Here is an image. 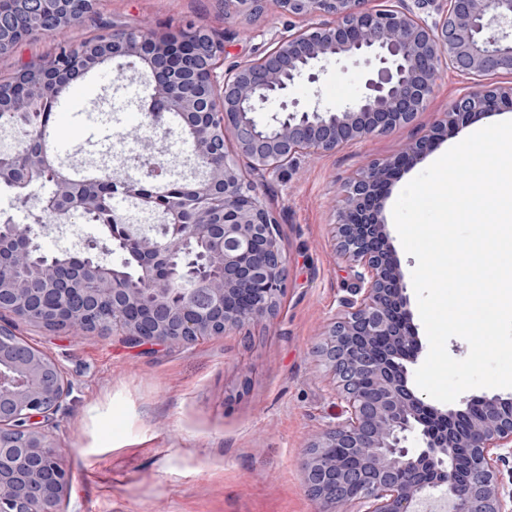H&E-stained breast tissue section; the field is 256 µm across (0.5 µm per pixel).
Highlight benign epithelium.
<instances>
[{"mask_svg":"<svg viewBox=\"0 0 512 512\" xmlns=\"http://www.w3.org/2000/svg\"><path fill=\"white\" fill-rule=\"evenodd\" d=\"M281 12L322 21L276 40L262 56L217 72L225 36L203 26L186 34L151 37L149 31L115 30L90 49L71 50L56 69L20 74L13 97L0 95V110L42 95L105 61L148 63L152 93L144 112L154 130L138 156L141 176L117 178L104 171L73 193L57 173L58 190L41 210L71 223L97 210L100 199L121 187L139 210L158 218L156 235L143 233L123 213H112L104 251H122L133 273L108 268L92 255L59 263L40 258L39 283L21 287L15 269L37 246L29 225L0 231V315L63 326L79 334L108 325L129 344H192L271 317L286 289V258L276 218L236 157L225 150L232 132L238 153L259 175L283 169L299 157L333 153L345 145L410 124L434 90L439 65L477 79L512 72V0H398L384 10L364 0H275ZM92 12L96 0H14L0 18V45L38 31L62 32L77 23L76 4ZM267 0H224V15L263 12ZM329 61L364 63L376 70L361 95L336 106L305 107L288 99L298 81H318ZM512 107V84L477 82L453 100L429 133L401 153L371 162L344 186L334 226L335 247L352 272L349 295L314 348L339 403L335 424L305 449L303 470L311 495L326 512H418L440 493L451 512H512V489L500 466L512 456V402L500 395L473 399L462 411L439 410L408 387L418 342L410 324V298L400 262L382 217L392 181L422 160L440 137L499 107ZM269 112L261 122L256 114ZM177 114L187 132V165L202 168L182 192L151 191L169 175L160 117ZM45 154L24 167L0 154V176L37 183ZM71 391L50 356L14 340L0 327V512H62L68 477L62 450L45 431ZM465 416L456 441L448 423ZM416 435L418 448L406 446ZM469 449L461 473L453 449ZM342 449L338 455L334 449Z\"/></svg>","mask_w":512,"mask_h":512,"instance_id":"1","label":"benign epithelium"}]
</instances>
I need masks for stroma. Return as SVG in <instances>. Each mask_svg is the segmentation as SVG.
Returning a JSON list of instances; mask_svg holds the SVG:
<instances>
[{
    "mask_svg": "<svg viewBox=\"0 0 512 512\" xmlns=\"http://www.w3.org/2000/svg\"><path fill=\"white\" fill-rule=\"evenodd\" d=\"M190 22L226 34L229 66L257 58L306 20L271 6L228 18L220 0H100L65 34L39 32L1 55L0 79L116 29L164 34ZM86 80L96 87L91 108L123 109L121 125L103 137L120 136L126 153L105 161L101 137L73 125L60 158L137 175L148 119L128 106L124 87L134 84L148 96L140 70L113 62ZM362 86L361 68L331 62L317 82L296 83L289 94L325 106L354 99ZM472 86L444 65L427 108L410 125L263 176L239 158L278 222L287 259V289L272 319L188 346L133 347L116 329L76 338L65 328L0 317V326L54 357L72 384L48 426L65 450L64 512H319L302 462L308 444L337 421L332 383L313 350L351 284L333 238L343 187L372 161L428 133Z\"/></svg>",
    "mask_w": 512,
    "mask_h": 512,
    "instance_id": "35a3bbf8",
    "label": "stroma"
}]
</instances>
